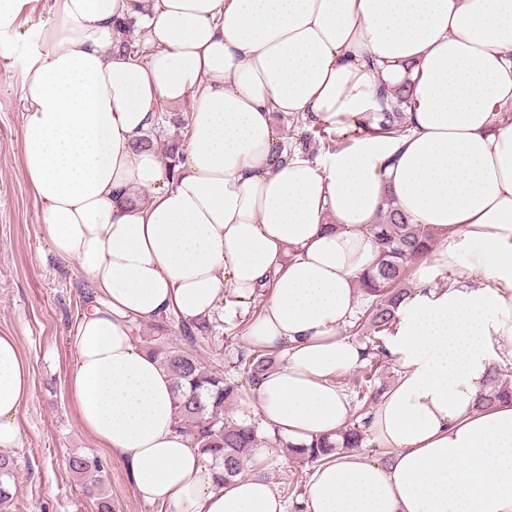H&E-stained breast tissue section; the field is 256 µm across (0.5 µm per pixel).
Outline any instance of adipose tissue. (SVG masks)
I'll use <instances>...</instances> for the list:
<instances>
[{
    "mask_svg": "<svg viewBox=\"0 0 512 512\" xmlns=\"http://www.w3.org/2000/svg\"><path fill=\"white\" fill-rule=\"evenodd\" d=\"M24 84L22 171L52 251L92 286L71 335L81 428L166 512H288L263 477L223 483L180 432L173 380L138 328L175 315L262 314L278 353L254 390L292 445L335 437L362 361L346 328L370 227L387 206L437 242L385 343L398 377L372 410L387 463L332 454L307 512H512V402L480 410L493 359L512 363V0H54ZM134 21L148 46L118 49ZM408 87L407 132L354 137L311 161L275 118L348 131ZM191 100L174 170L137 141ZM452 272L450 286L433 273ZM32 395L17 337L0 335V448Z\"/></svg>",
    "mask_w": 512,
    "mask_h": 512,
    "instance_id": "obj_1",
    "label": "adipose tissue"
}]
</instances>
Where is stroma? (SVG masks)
<instances>
[{"mask_svg":"<svg viewBox=\"0 0 512 512\" xmlns=\"http://www.w3.org/2000/svg\"><path fill=\"white\" fill-rule=\"evenodd\" d=\"M54 0H24L11 26L0 29V335L17 336L28 360L33 394L22 406L21 442L8 449L15 464L11 512H97L90 496L66 467L67 455L103 459L112 512H163L143 501L119 457L80 427L68 380L74 363L71 331L90 285L78 268L52 253L41 204L24 179L22 87L36 53L40 30L53 27ZM225 327H214L196 346L207 365L225 370L239 348L224 343Z\"/></svg>","mask_w":512,"mask_h":512,"instance_id":"stroma-1","label":"stroma"}]
</instances>
